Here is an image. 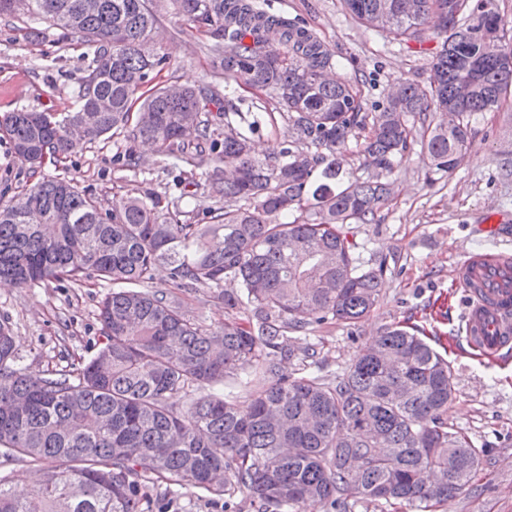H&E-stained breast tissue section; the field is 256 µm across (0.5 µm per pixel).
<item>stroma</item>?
I'll return each instance as SVG.
<instances>
[{
    "mask_svg": "<svg viewBox=\"0 0 512 512\" xmlns=\"http://www.w3.org/2000/svg\"><path fill=\"white\" fill-rule=\"evenodd\" d=\"M259 7L299 16L313 26L339 60L340 77L359 85L367 104L385 102L389 85L399 78L428 84L431 62L442 39L427 34L424 42H398L386 33L365 28L344 11L341 0H256ZM168 64L161 82L217 86L241 111L258 115L255 152L278 150L286 126L273 117V104L263 94L225 79L205 46L207 29L183 21L173 9L161 11ZM87 46L59 39L47 29L38 42L27 40L16 25L0 21V115L26 107L46 112L70 110L76 77L87 65ZM472 142L452 172L431 168L420 144L398 160L387 180L390 197L372 224H355L351 233L361 262L383 267L380 300L354 329L325 325L296 335L298 350L313 349L328 375L341 373L388 325L422 326L430 343L450 363L454 393L444 414L449 427L466 433L487 461L470 487L437 512H512V352L491 359L465 340V292L453 275L467 253L500 247L512 252V98L499 111L471 121ZM112 142L84 144L42 169L48 176L73 178L103 208L113 195H135L145 186L177 196L172 173L155 157L136 168L115 164ZM31 178L27 165L0 140V204L19 193ZM504 221L496 241L480 229L485 211ZM108 283L56 282L30 288L0 286V320H7L20 355L19 365L39 375L77 362L99 342L96 319ZM143 512H224L218 500L192 487L154 479L146 488Z\"/></svg>",
    "mask_w": 512,
    "mask_h": 512,
    "instance_id": "stroma-1",
    "label": "stroma"
}]
</instances>
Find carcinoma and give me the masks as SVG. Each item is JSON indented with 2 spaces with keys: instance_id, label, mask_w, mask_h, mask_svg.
<instances>
[{
  "instance_id": "1",
  "label": "carcinoma",
  "mask_w": 512,
  "mask_h": 512,
  "mask_svg": "<svg viewBox=\"0 0 512 512\" xmlns=\"http://www.w3.org/2000/svg\"><path fill=\"white\" fill-rule=\"evenodd\" d=\"M342 2L394 40L419 41L435 23L445 39L429 84L403 79L397 97L365 112L359 86L334 77L336 54L317 32L254 0H27L23 14L0 0V19L21 23L28 39L46 26L92 50L71 111L0 117L31 175L80 141L132 138L179 170L180 191L173 200L151 188L115 195L104 213L74 180L40 177L0 206V280L112 284L98 305L102 342L66 369L16 367L0 323V455L44 466L25 498L0 478V512H141L149 474L223 496L226 509L245 492L258 512H352L359 501L433 512L472 482L487 449L444 421L453 373L425 329L386 328L333 379L293 339L326 324L351 329L374 310L383 268L363 267L349 225L373 223L387 200L382 176L414 141L409 118L457 112L421 136L431 168L456 167L470 118L512 94V29L494 0ZM167 4L214 30L208 51L225 79L273 101L287 126L275 156L252 154L258 121L218 90L153 83L167 63L158 34ZM489 33L501 45L494 59L483 54ZM86 114L94 121L76 142L70 127ZM349 139L361 166L378 172L340 166L336 147ZM202 167L214 205L200 213L186 188L199 186ZM32 208L45 223H24ZM160 263L172 287L222 303L224 326L207 328L148 287ZM217 385L245 388L250 405L239 408L231 391L193 397ZM177 394L188 397L182 410L170 404Z\"/></svg>"
}]
</instances>
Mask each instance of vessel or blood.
<instances>
[{
    "instance_id": "obj_1",
    "label": "vessel or blood",
    "mask_w": 512,
    "mask_h": 512,
    "mask_svg": "<svg viewBox=\"0 0 512 512\" xmlns=\"http://www.w3.org/2000/svg\"><path fill=\"white\" fill-rule=\"evenodd\" d=\"M471 302L465 316L473 349L493 357L512 343V256L471 253L456 268Z\"/></svg>"
}]
</instances>
